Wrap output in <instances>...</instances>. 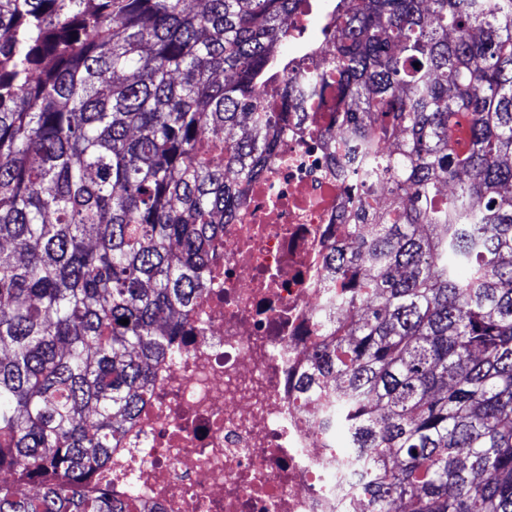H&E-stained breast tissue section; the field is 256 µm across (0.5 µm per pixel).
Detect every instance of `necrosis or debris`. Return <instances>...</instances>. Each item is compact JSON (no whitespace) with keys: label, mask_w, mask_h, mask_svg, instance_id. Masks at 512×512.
<instances>
[{"label":"necrosis or debris","mask_w":512,"mask_h":512,"mask_svg":"<svg viewBox=\"0 0 512 512\" xmlns=\"http://www.w3.org/2000/svg\"><path fill=\"white\" fill-rule=\"evenodd\" d=\"M371 185L350 184L308 118L281 135L213 252L180 353L83 492L142 512H366L360 460L330 447L293 385L313 314L333 308L324 255Z\"/></svg>","instance_id":"4bbe7bcc"}]
</instances>
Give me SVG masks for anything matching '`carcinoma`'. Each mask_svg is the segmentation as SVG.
Here are the masks:
<instances>
[{
	"label": "carcinoma",
	"instance_id": "obj_1",
	"mask_svg": "<svg viewBox=\"0 0 512 512\" xmlns=\"http://www.w3.org/2000/svg\"><path fill=\"white\" fill-rule=\"evenodd\" d=\"M307 10L0 0V512H136L82 485L328 94L391 199L343 217L326 260L360 315H316L297 397L364 459L367 512H512V0H328L295 45Z\"/></svg>",
	"mask_w": 512,
	"mask_h": 512
}]
</instances>
